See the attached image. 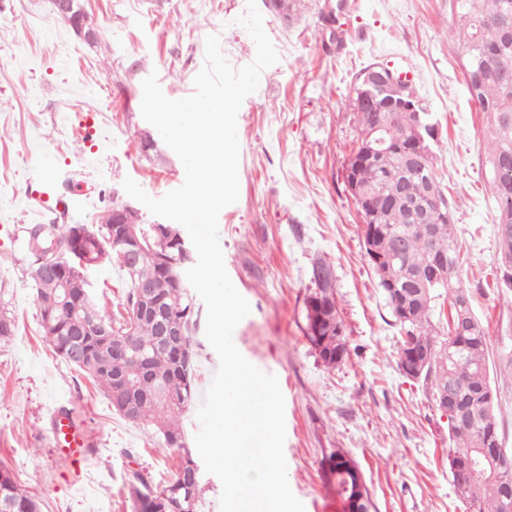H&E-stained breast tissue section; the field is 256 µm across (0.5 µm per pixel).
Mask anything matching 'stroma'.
Returning <instances> with one entry per match:
<instances>
[{
    "mask_svg": "<svg viewBox=\"0 0 512 512\" xmlns=\"http://www.w3.org/2000/svg\"><path fill=\"white\" fill-rule=\"evenodd\" d=\"M97 40L76 34L53 0H0V308L16 331L0 341V464L42 512H133L127 477L168 478L178 454L130 423L43 337L29 224L98 223L131 201L132 178L159 198L180 187L184 167L165 144L142 146V82L163 93L194 92L205 39L215 34L234 68L254 61L237 23L247 0H81ZM279 54L237 116L239 199L218 220L228 275L251 312L233 340L285 398L287 479L305 512H342L322 460L342 449L359 465L372 512H466L448 474V421L431 393L396 364L398 329L367 260L362 216L345 184L357 147L356 77L374 63L406 73L437 129L434 162L454 208L460 278L485 328L497 420L512 451V296L496 288V205L485 175V116L462 70L450 0H302L293 19L257 0ZM52 177L68 203L40 201ZM335 279L347 354L323 365L305 337L304 300L313 268ZM98 304L127 291L118 268L86 276ZM75 407L91 436L86 461L71 463L47 432L52 412Z\"/></svg>",
    "mask_w": 512,
    "mask_h": 512,
    "instance_id": "1",
    "label": "stroma"
}]
</instances>
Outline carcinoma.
Returning <instances> with one entry per match:
<instances>
[{
    "mask_svg": "<svg viewBox=\"0 0 512 512\" xmlns=\"http://www.w3.org/2000/svg\"><path fill=\"white\" fill-rule=\"evenodd\" d=\"M460 14V25L452 35L463 42V71L476 66L485 72L476 85V102L487 118L489 130L486 175L497 206V218L512 215V0H454ZM301 0H271L276 12L290 19L297 14ZM358 116V143L365 144L369 128H382L387 149L372 160H362L355 168L360 180L379 191L374 207L368 208L362 237L373 236L380 253H395L398 258L382 266L372 265L382 289L397 288L406 306L388 303L399 328L400 346L396 364L411 360L413 352L427 349L431 359L425 366L420 382L431 388L432 394L448 392L479 403L471 421L448 424V438L454 453L467 458L476 448H495L502 443L496 407L498 394L490 382L486 331L474 316L470 295L455 275L460 248L453 236V211L449 202L441 201L431 231L413 223L404 202L427 204L433 194H443L435 163L414 173L407 168V149L417 125V112L408 109L382 110L362 103L354 104ZM116 205L91 225L92 234L74 250L75 224H29L24 227L27 253L32 263L49 250L67 253L72 276V291L81 296L84 273L110 265L117 266L129 281L128 291L121 302L122 310L111 313L96 305L89 315V330L107 327L115 333L123 348L106 350L95 336L85 337L80 344L65 335L67 317L61 306L60 288L50 276L34 275L36 301L40 311L45 340L66 362L88 375L112 400V379L130 381L129 399L122 417L129 422L154 430L162 445L180 455L175 471L162 485V492L150 488V479L140 471L129 475V493L134 512H199L202 481L187 480L196 457L180 446L185 440L183 414L196 398L195 371L197 353L194 336L199 329L198 311L188 289L187 265L180 267L181 281L169 276L166 265L177 260L178 250L164 240L144 245L136 258L135 274L127 268L125 247L107 240L112 228V215L121 210ZM448 261L452 269L450 282L437 283L419 292L412 287L413 276L432 270L435 262ZM142 282L159 302L170 323L182 332L180 347L167 344L161 326L154 319L137 322L131 318L137 297L136 282ZM316 298L335 296L330 266L323 262L313 270ZM448 301V309L465 308L472 323L452 337L441 332L440 300ZM343 324L339 312L320 324L321 334L308 337L317 355L328 368L336 367L340 346L336 345V328ZM326 477L336 487L342 512H370L371 499L358 501L355 476L339 451L326 458ZM465 498L468 512H504L501 489L494 484L475 482L468 478L453 481ZM9 501L10 512H40V504L20 488L9 469L0 468V501Z\"/></svg>",
    "mask_w": 512,
    "mask_h": 512,
    "instance_id": "cac0c4a2",
    "label": "carcinoma"
}]
</instances>
